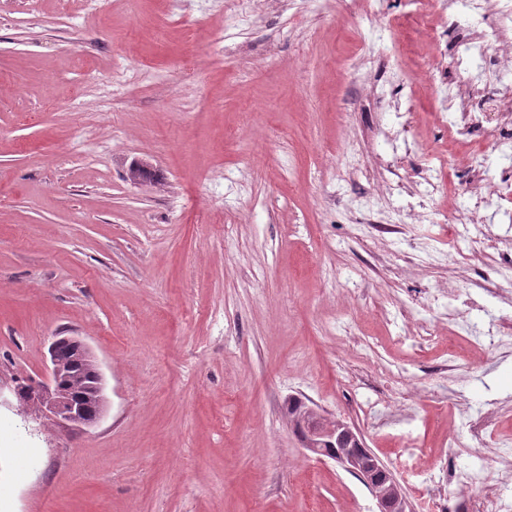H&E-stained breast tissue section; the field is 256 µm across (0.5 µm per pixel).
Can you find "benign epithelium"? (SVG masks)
<instances>
[{
  "label": "benign epithelium",
  "instance_id": "benign-epithelium-1",
  "mask_svg": "<svg viewBox=\"0 0 512 512\" xmlns=\"http://www.w3.org/2000/svg\"><path fill=\"white\" fill-rule=\"evenodd\" d=\"M65 345L75 351L77 361L93 379L85 404L76 403L62 386L64 364L60 351ZM49 354L47 381L31 388L19 384L13 388L20 406H30L34 414L50 417L58 423L76 427L96 424L103 413L104 396L102 376L90 349L73 337H59L52 343ZM301 420L307 428L304 447L310 452L320 456L326 453V445L343 443L331 459L344 470L361 477L377 502L378 512H413L399 481L379 458L371 453L370 460L362 459L359 449L365 447L364 441L349 425L323 417L312 408L306 409Z\"/></svg>",
  "mask_w": 512,
  "mask_h": 512
}]
</instances>
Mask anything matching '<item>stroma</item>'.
<instances>
[{"instance_id": "1", "label": "stroma", "mask_w": 512, "mask_h": 512, "mask_svg": "<svg viewBox=\"0 0 512 512\" xmlns=\"http://www.w3.org/2000/svg\"><path fill=\"white\" fill-rule=\"evenodd\" d=\"M186 9L193 49L167 0L95 15L0 0V512H378L303 447L297 401L354 425L414 512L433 494L464 512L470 470L491 488L512 463V352L465 344L449 372L437 346L450 313L480 331L512 306L485 294L495 268L456 260L473 225L451 246L439 224L378 226L447 209L454 156L512 173L481 134L449 138L423 81L480 23L422 48L404 0L372 21L355 0ZM356 57L372 85L350 78ZM408 102L404 129L392 112ZM57 336L102 372L93 427L13 394L43 379ZM491 401L474 431L463 410Z\"/></svg>"}]
</instances>
